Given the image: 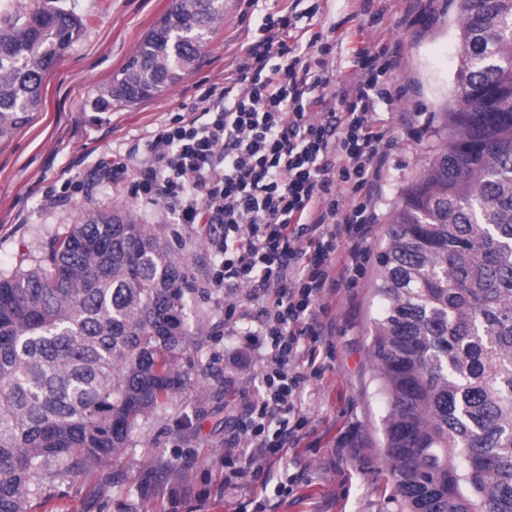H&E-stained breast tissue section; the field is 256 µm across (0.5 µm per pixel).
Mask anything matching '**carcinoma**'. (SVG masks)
Wrapping results in <instances>:
<instances>
[{"mask_svg":"<svg viewBox=\"0 0 512 512\" xmlns=\"http://www.w3.org/2000/svg\"><path fill=\"white\" fill-rule=\"evenodd\" d=\"M57 2L0 13V135L40 110L47 70L87 27ZM223 20L224 0H174L92 108L166 91ZM459 23L456 105L376 256L372 354L399 512H512V0H461ZM189 294L152 225L114 208L0 273V512L120 457L193 386Z\"/></svg>","mask_w":512,"mask_h":512,"instance_id":"cac0c4a2","label":"carcinoma"}]
</instances>
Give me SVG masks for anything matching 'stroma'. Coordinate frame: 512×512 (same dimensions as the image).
<instances>
[{
  "label": "stroma",
  "mask_w": 512,
  "mask_h": 512,
  "mask_svg": "<svg viewBox=\"0 0 512 512\" xmlns=\"http://www.w3.org/2000/svg\"><path fill=\"white\" fill-rule=\"evenodd\" d=\"M86 17L82 40L46 74L42 105L24 128L0 136V270L36 260L43 245L74 224L84 208H127L153 225L168 250L187 263L193 311L203 318L201 350L182 361L194 388L150 417L131 435L129 448L90 475H73L49 486L32 512H396L394 484L384 460L381 423L388 404L378 389L371 359L372 322L382 303L375 290V258L387 238L388 218L401 187L424 165L430 132L452 104L460 65L458 0H380L371 20L363 0H320L314 31L342 39L331 70L350 76L348 59L395 44L398 66L391 107L381 123L394 145L372 201L377 220L353 285L328 298L331 334L317 343L323 362L297 402L310 432L272 460L267 473L238 478L224 465V429L217 420L239 406L242 391L259 382L260 355L241 359L238 334L246 322L224 320V289L206 284L213 256L186 224L167 223L161 211L134 197L128 182H105L92 193L73 191L58 207L45 204L60 178L81 181L100 162L133 144H147L158 127L196 102L201 88L223 85L241 50L266 14L299 12L307 0H224V20L208 35L189 72L161 95L107 112L91 109L173 0H61Z\"/></svg>",
  "instance_id": "stroma-1"
}]
</instances>
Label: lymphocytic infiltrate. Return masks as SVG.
<instances>
[{
  "mask_svg": "<svg viewBox=\"0 0 512 512\" xmlns=\"http://www.w3.org/2000/svg\"><path fill=\"white\" fill-rule=\"evenodd\" d=\"M299 20L266 15L223 87L200 94L202 112L172 117L144 147L49 198L130 179L136 198L201 228L220 260L210 277L224 287L225 320L247 319L240 298L257 304L266 365L254 399L224 421V451L241 476L306 433L295 407L324 367L305 343L322 340L329 295L360 268L339 245L373 224L371 195L391 145L377 125L379 105L393 101L391 48L356 54L353 80L331 101L336 43L317 32L299 44Z\"/></svg>",
  "mask_w": 512,
  "mask_h": 512,
  "instance_id": "lymphocytic-infiltrate-1",
  "label": "lymphocytic infiltrate"
}]
</instances>
